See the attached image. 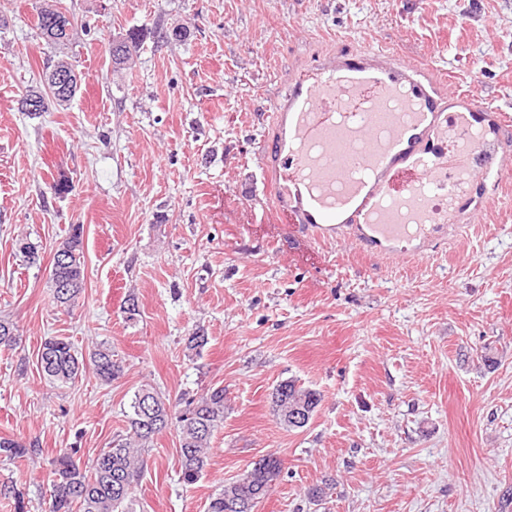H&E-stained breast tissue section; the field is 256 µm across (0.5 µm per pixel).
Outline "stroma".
<instances>
[{"label":"stroma","instance_id":"stroma-1","mask_svg":"<svg viewBox=\"0 0 512 512\" xmlns=\"http://www.w3.org/2000/svg\"><path fill=\"white\" fill-rule=\"evenodd\" d=\"M45 6L77 23L79 90L36 118L18 99L55 56ZM132 32L140 55L114 70L108 47ZM368 43L512 115V0H0V320L18 338L0 350V435L38 444L0 458V482L28 512H49L50 459L73 448L91 466L145 384L223 386L224 423L191 486L176 429L159 434L135 512H207L270 453L284 468L257 512H512V176L423 264L315 242L272 207L261 148L289 77ZM74 224L85 288L70 310L49 278ZM51 336L110 345L121 377L53 384L37 365ZM287 380L321 397L297 430L271 407Z\"/></svg>","mask_w":512,"mask_h":512}]
</instances>
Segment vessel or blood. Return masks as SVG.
<instances>
[{
  "label": "vessel or blood",
  "instance_id": "b4317fda",
  "mask_svg": "<svg viewBox=\"0 0 512 512\" xmlns=\"http://www.w3.org/2000/svg\"><path fill=\"white\" fill-rule=\"evenodd\" d=\"M263 149L276 210L318 242L427 259L480 221L512 172V118L442 89L433 66L385 49L336 52L303 69L271 115Z\"/></svg>",
  "mask_w": 512,
  "mask_h": 512
}]
</instances>
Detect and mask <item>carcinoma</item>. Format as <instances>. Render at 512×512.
<instances>
[{"label":"carcinoma","mask_w":512,"mask_h":512,"mask_svg":"<svg viewBox=\"0 0 512 512\" xmlns=\"http://www.w3.org/2000/svg\"><path fill=\"white\" fill-rule=\"evenodd\" d=\"M37 28L54 47L68 45L73 37L66 15L49 7L37 13ZM118 43L121 49L117 52L109 46L116 69L132 61L142 48V40L134 32ZM58 70L71 71L73 67L62 58L48 61L46 89H28L25 94L47 100L52 109L67 105L75 93L62 98L54 94L53 72ZM83 250V225L74 224L53 255L50 288L54 301L61 306L74 305L85 288ZM38 366L50 381L62 386L75 384L89 368L106 383L123 373L122 362L114 358L112 347L97 344L86 361L63 336L42 342ZM271 401L280 423L296 430L307 426L320 403V394L288 380L277 385ZM129 408L124 433L113 437L111 446L98 454L90 470L83 469L71 452L51 461V512H134L133 493L148 466L146 448L173 423L177 425L179 441L180 482L192 485L202 477L215 433L224 423L223 386L211 387L198 396L182 394L172 399L143 385L134 393ZM35 451L32 443L0 437L1 457L16 460ZM262 461L264 468H252L224 485L210 500L208 512H256L282 472V459L277 454H268ZM0 497L14 500L15 512H26L24 497L13 482L0 483Z\"/></svg>","instance_id":"obj_1"}]
</instances>
